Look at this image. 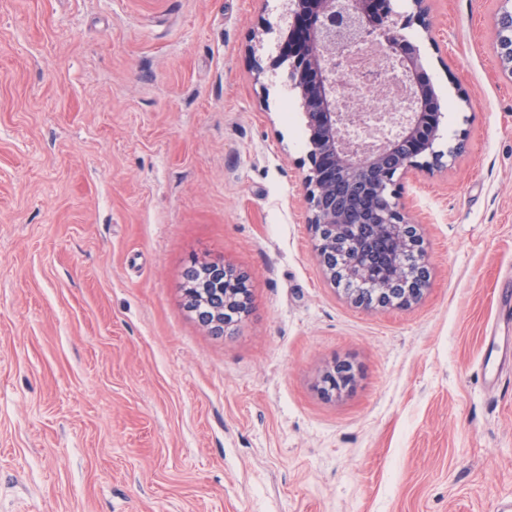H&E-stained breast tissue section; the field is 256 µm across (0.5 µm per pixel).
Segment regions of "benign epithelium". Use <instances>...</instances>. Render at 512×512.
Here are the masks:
<instances>
[{
  "instance_id": "obj_1",
  "label": "benign epithelium",
  "mask_w": 512,
  "mask_h": 512,
  "mask_svg": "<svg viewBox=\"0 0 512 512\" xmlns=\"http://www.w3.org/2000/svg\"><path fill=\"white\" fill-rule=\"evenodd\" d=\"M425 0H413V15L399 17L391 10L378 9V0H351L336 9V0H289L288 14L306 18L308 32L298 56L290 59L292 87L297 91L309 129L310 164L304 178L309 206L313 250L333 284L351 280L358 288H346L350 301L359 306L408 308L427 289L430 271L417 225L405 216L392 189V175H405L431 164L433 145L439 136V114L428 100L436 95L433 85L422 81L426 70L417 45L399 30L417 22L430 27ZM501 60L512 73V25L498 24ZM355 45L371 47L380 68L390 75L403 95L400 112H366L356 98L343 95L333 80L338 71L349 70L345 50ZM356 224L370 238L382 230L395 236L414 267L412 279H399L379 288H364L368 266L382 257L371 251L366 265L346 269L336 264L335 248L346 229ZM199 275L209 279L202 296L192 298L184 289L187 308L214 336L224 335V305L249 309L248 289L237 295L224 293V282H242L243 273L211 263L190 266L185 272L189 284ZM326 393H343L353 380L352 367L339 364L327 376Z\"/></svg>"
}]
</instances>
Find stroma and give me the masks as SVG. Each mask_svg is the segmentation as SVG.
Instances as JSON below:
<instances>
[{"instance_id":"obj_1","label":"stroma","mask_w":512,"mask_h":512,"mask_svg":"<svg viewBox=\"0 0 512 512\" xmlns=\"http://www.w3.org/2000/svg\"><path fill=\"white\" fill-rule=\"evenodd\" d=\"M412 24L440 167L397 177L431 281L359 307L312 249L285 0H0V512H497L512 357L498 0ZM250 276L210 335L191 263ZM354 381L321 392L334 365Z\"/></svg>"}]
</instances>
